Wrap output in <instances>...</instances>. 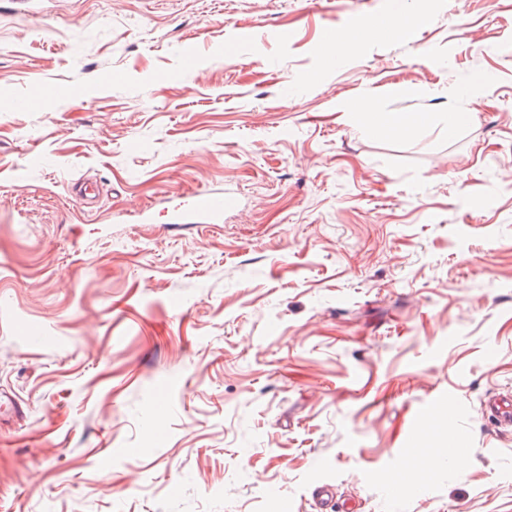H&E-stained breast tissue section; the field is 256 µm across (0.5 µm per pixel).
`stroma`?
I'll list each match as a JSON object with an SVG mask.
<instances>
[{
    "instance_id": "stroma-1",
    "label": "stroma",
    "mask_w": 512,
    "mask_h": 512,
    "mask_svg": "<svg viewBox=\"0 0 512 512\" xmlns=\"http://www.w3.org/2000/svg\"><path fill=\"white\" fill-rule=\"evenodd\" d=\"M0 389V512H512V9L0 0ZM355 112L369 116L372 127L379 132L391 134H405L410 132L417 124L415 117L401 113H375L366 102H359ZM235 203L231 195L215 193H197L188 204V207L179 205L171 212L169 223L172 224H196L195 219H211L224 214ZM485 411L496 427L512 426V403L509 400L489 398L485 402Z\"/></svg>"
}]
</instances>
